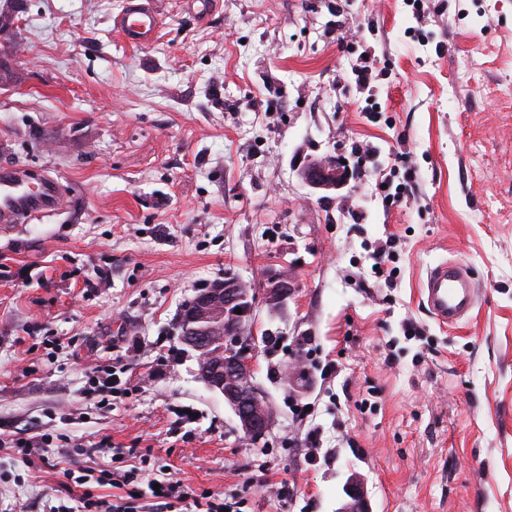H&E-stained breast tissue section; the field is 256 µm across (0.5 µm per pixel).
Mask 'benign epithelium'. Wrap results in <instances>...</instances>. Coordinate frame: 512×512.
<instances>
[{"instance_id":"1","label":"benign epithelium","mask_w":512,"mask_h":512,"mask_svg":"<svg viewBox=\"0 0 512 512\" xmlns=\"http://www.w3.org/2000/svg\"><path fill=\"white\" fill-rule=\"evenodd\" d=\"M301 180L315 190H331L345 180L335 157L308 159L298 168ZM285 275L267 278L262 291L264 303L280 308L289 295ZM256 292L239 278L226 274L209 288H200L185 318L184 336L198 355V377L206 387L224 398L235 416L236 431L246 441H258L272 427V406L261 396L255 383L250 352L242 347L251 326ZM241 313H235L236 309ZM337 512H370L362 484L353 480L347 487V501Z\"/></svg>"}]
</instances>
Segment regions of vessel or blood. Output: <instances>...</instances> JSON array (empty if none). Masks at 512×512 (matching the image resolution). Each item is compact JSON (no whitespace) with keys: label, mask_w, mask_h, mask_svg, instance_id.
Returning <instances> with one entry per match:
<instances>
[{"label":"vessel or blood","mask_w":512,"mask_h":512,"mask_svg":"<svg viewBox=\"0 0 512 512\" xmlns=\"http://www.w3.org/2000/svg\"><path fill=\"white\" fill-rule=\"evenodd\" d=\"M163 0H124L113 26L125 43L135 47L149 44L162 21ZM62 204L58 183L42 178L30 186L25 171L17 166H0V222L12 224L36 214L58 210ZM428 311L442 325H453L467 315L478 300V284L468 266L448 260L430 268L422 285Z\"/></svg>","instance_id":"1"}]
</instances>
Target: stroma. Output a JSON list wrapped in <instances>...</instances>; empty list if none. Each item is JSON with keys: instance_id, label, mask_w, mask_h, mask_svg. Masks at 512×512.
Segmentation results:
<instances>
[{"instance_id": "obj_1", "label": "stroma", "mask_w": 512, "mask_h": 512, "mask_svg": "<svg viewBox=\"0 0 512 512\" xmlns=\"http://www.w3.org/2000/svg\"><path fill=\"white\" fill-rule=\"evenodd\" d=\"M123 2L0 0L23 47L0 55V164L63 193L0 224V512L70 504L61 450L103 439L239 512H337L354 478L372 512H512V0H167L144 48ZM326 154L350 175L311 190L298 165ZM451 258L480 295L448 327L421 287ZM271 271L291 293L255 303L276 418L251 444L178 326L198 289ZM100 364L134 385L102 409ZM41 434L50 464L18 465L9 440Z\"/></svg>"}]
</instances>
